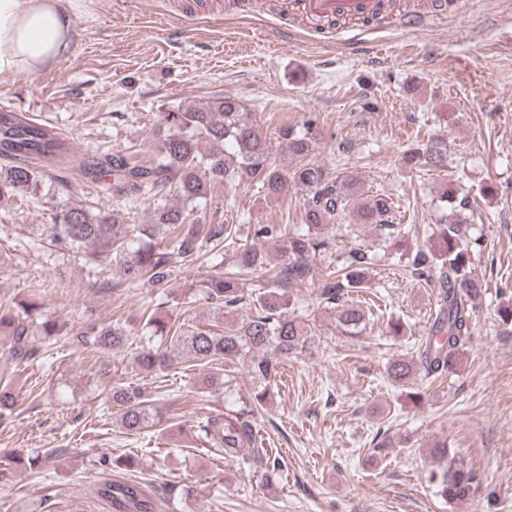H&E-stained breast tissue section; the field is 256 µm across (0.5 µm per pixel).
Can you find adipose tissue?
<instances>
[{"label": "adipose tissue", "mask_w": 512, "mask_h": 512, "mask_svg": "<svg viewBox=\"0 0 512 512\" xmlns=\"http://www.w3.org/2000/svg\"><path fill=\"white\" fill-rule=\"evenodd\" d=\"M82 0H0V80L35 75L65 55Z\"/></svg>", "instance_id": "obj_1"}]
</instances>
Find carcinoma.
<instances>
[{"label": "carcinoma", "mask_w": 512, "mask_h": 512, "mask_svg": "<svg viewBox=\"0 0 512 512\" xmlns=\"http://www.w3.org/2000/svg\"><path fill=\"white\" fill-rule=\"evenodd\" d=\"M158 117L163 134L154 144L152 160L136 162L129 155L112 153L82 167L83 175L94 182L112 179L108 190L117 204L148 203L152 222L128 224L120 219L116 208L93 213L81 207H64L55 215L52 246L76 253L86 246L92 248L95 259L111 266L121 283L155 292L159 308L168 304V283L177 265L190 267L233 252V264L227 271L189 287L199 300L230 315L244 302L238 272L267 275L266 286L250 301L255 312L240 321L217 319L194 327L161 318L155 310L144 312L141 334L151 345L135 357L145 374L168 368L173 350L187 353L202 368L220 361L226 367L237 361L245 364L249 378L264 388L238 400L236 409L198 418L196 436L218 455L235 457L248 446L253 448V458L261 459L265 450L256 447L252 422L266 401L265 385L279 374L277 355L296 354L307 342L303 323L288 310V287L310 274L312 257L332 250L330 239L321 235L323 225L339 224L352 216L360 224L375 225L389 239L398 229L390 220L394 202L383 195L356 201L350 193L355 176L339 183L319 165L307 164L289 175L284 173L271 160L267 139L253 114L234 97L218 96L201 107L179 105L158 113ZM278 135L296 155L308 152L314 139L309 127L298 132L284 125ZM203 139L210 144L206 152L200 149ZM68 153L67 140L52 127L1 106L0 201L37 186L40 174L35 162L60 159ZM445 156L446 148L440 142L418 144L405 154V161L440 168ZM251 182L259 183L269 197L287 195L293 183L306 187L311 197L301 223L251 224L244 237L237 224H207L195 215L211 188ZM262 239L277 243V265H271L269 253L256 244ZM479 250L481 240L474 236L472 225L452 220L437 225L425 244L405 254L404 274L437 288L438 309L417 355L388 363L392 383L407 386L420 373L439 378L456 366L471 342L475 302L483 288L470 271L471 257ZM373 261L374 255L368 250H348L341 268L328 276L321 290L323 300L340 309L346 326L355 328L363 321L362 311L350 304L347 296L366 287L365 274ZM37 311L31 301L19 309L0 304V336L6 337L9 345L8 357L0 364L1 376L40 358L35 337L50 341L70 334L67 323L58 319L33 320ZM78 336L86 347L112 350L126 343L128 331L116 323L90 321ZM107 394L121 409L122 424L128 432L138 434L159 423L153 399L143 389L113 386ZM17 404L14 392L6 385L1 387L0 424L11 417ZM433 454L443 466L431 472L429 480L442 498L462 501L478 490L481 475L461 456L445 445L435 448ZM96 493L113 512H156L155 498L136 479L104 481Z\"/></svg>", "instance_id": "cac0c4a2"}]
</instances>
